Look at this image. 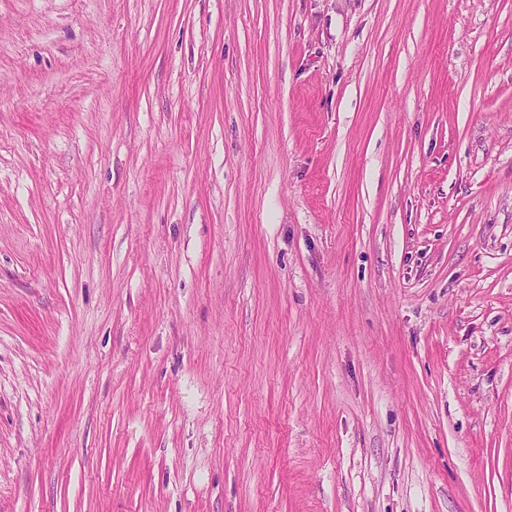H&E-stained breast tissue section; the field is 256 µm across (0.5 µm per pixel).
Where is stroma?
I'll list each match as a JSON object with an SVG mask.
<instances>
[{"label":"stroma","instance_id":"35a3bbf8","mask_svg":"<svg viewBox=\"0 0 512 512\" xmlns=\"http://www.w3.org/2000/svg\"><path fill=\"white\" fill-rule=\"evenodd\" d=\"M0 512H512V0H0Z\"/></svg>","mask_w":512,"mask_h":512}]
</instances>
